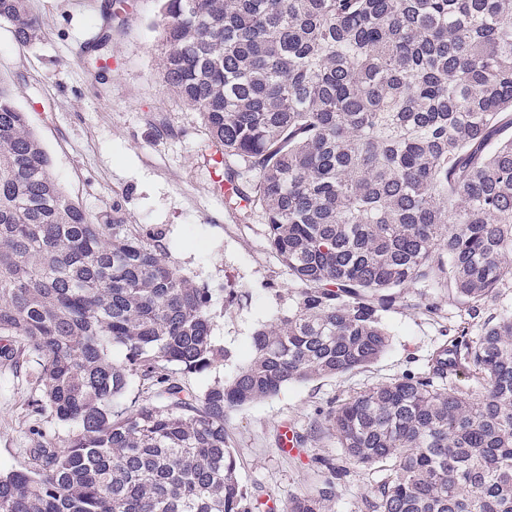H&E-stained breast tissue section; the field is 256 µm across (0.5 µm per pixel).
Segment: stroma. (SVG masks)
Returning <instances> with one entry per match:
<instances>
[{"label":"stroma","mask_w":512,"mask_h":512,"mask_svg":"<svg viewBox=\"0 0 512 512\" xmlns=\"http://www.w3.org/2000/svg\"><path fill=\"white\" fill-rule=\"evenodd\" d=\"M74 2L28 0L43 31L28 46L18 45L10 24L0 21V76L12 78L15 102L50 158L51 176L88 214L116 212L124 223L163 230L172 263L198 284L241 294V302L230 306L215 302L213 334L229 359L204 374L177 376L199 393L243 363L254 329L277 316L297 284L270 250L260 213L242 217L213 191L200 118L162 85L158 0H116L113 68L105 73L83 53L96 33L97 11L78 10ZM422 302L437 304L439 315L419 310ZM460 312L444 290L409 285L383 316L391 343L375 363L338 377L293 382L274 397L229 410L224 429L244 487L259 496L258 512H285L293 497L314 493L321 483L317 459L344 464L328 422L337 401L427 371L436 349L456 339ZM33 394L25 372L0 356L1 470L29 468L37 435L58 442L68 434L50 413H32ZM283 422L293 423L302 438L298 456L277 449ZM378 478V472L350 466L331 512H361Z\"/></svg>","instance_id":"stroma-1"}]
</instances>
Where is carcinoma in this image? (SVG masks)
<instances>
[{
	"label": "carcinoma",
	"instance_id": "1",
	"mask_svg": "<svg viewBox=\"0 0 512 512\" xmlns=\"http://www.w3.org/2000/svg\"><path fill=\"white\" fill-rule=\"evenodd\" d=\"M161 75L198 113L246 217L300 284L249 359L201 393L177 372L229 356L215 289L167 259L162 233L104 224L51 177L0 77V338L22 345L31 407L69 428L34 466L0 471V512H254L224 416L292 382L363 369L410 284L475 317L512 286V0H159ZM112 0L84 52L112 44ZM23 45L28 0H0ZM428 371L340 401L336 443L384 475L368 512H512V312ZM469 372L472 397L452 382ZM150 383L125 402L132 380ZM286 512H327L347 470Z\"/></svg>",
	"mask_w": 512,
	"mask_h": 512
}]
</instances>
